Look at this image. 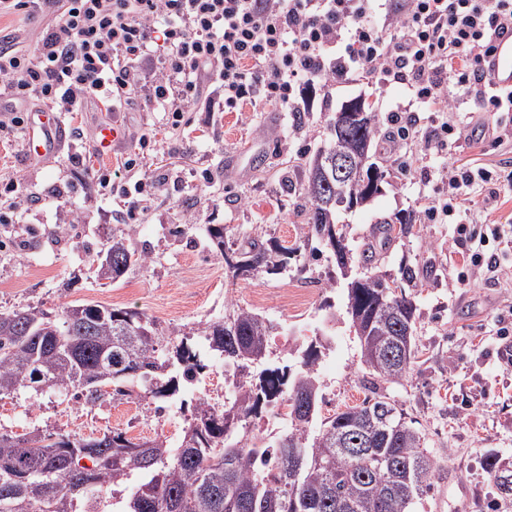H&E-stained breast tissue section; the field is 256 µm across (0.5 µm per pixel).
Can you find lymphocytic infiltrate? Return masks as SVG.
<instances>
[{"label": "lymphocytic infiltrate", "mask_w": 512, "mask_h": 512, "mask_svg": "<svg viewBox=\"0 0 512 512\" xmlns=\"http://www.w3.org/2000/svg\"><path fill=\"white\" fill-rule=\"evenodd\" d=\"M36 9L53 21L34 47L13 38L0 43V139L21 136L26 102L54 112H79L91 102L119 112L141 84V65L160 55L150 106L180 119L199 102L212 112L262 102L297 111L301 84L329 86L356 75L407 86L431 129L409 120L394 142L424 139L443 145L456 126L449 81H456L481 112H512V89L493 90L485 66L494 38L512 31V0H0V16ZM216 98L202 99L204 88ZM483 167L442 168L452 216L474 206L472 189L488 184ZM476 277L497 278L500 264L475 245L500 237L460 226Z\"/></svg>", "instance_id": "lymphocytic-infiltrate-1"}]
</instances>
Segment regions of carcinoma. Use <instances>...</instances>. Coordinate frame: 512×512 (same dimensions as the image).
<instances>
[{
    "instance_id": "obj_1",
    "label": "carcinoma",
    "mask_w": 512,
    "mask_h": 512,
    "mask_svg": "<svg viewBox=\"0 0 512 512\" xmlns=\"http://www.w3.org/2000/svg\"><path fill=\"white\" fill-rule=\"evenodd\" d=\"M362 105L355 123L328 125L326 149L371 152L378 112ZM301 188L309 203L308 233L292 248L270 237L245 249L224 248V226H211V243L224 251L227 276L247 280L265 271L278 274L316 241L346 271L352 255L336 221L331 187L310 157ZM136 228L112 235L104 254L112 262L98 276L118 281L147 263L133 246ZM390 277L367 272L347 284L346 313L360 347L361 364L387 380H400L416 363L417 306ZM278 326L237 307L222 320L193 332L163 328L145 313L94 303H72L53 315L39 308L0 313V397L50 382L88 403L112 387L119 400L180 402L185 387L207 369L204 359L224 361L239 376L224 390V402L198 398L176 448L157 435L134 441L122 431L72 439L34 430L19 438L0 433V512H103L102 495L141 480L119 512H411L430 490L434 460L425 435L406 421L385 396L367 398L321 419L316 363L322 340L291 347L295 362L253 369L268 361L269 340ZM313 396V411L297 400ZM287 397L288 428L274 441L259 439L250 422ZM92 462L80 465L82 459Z\"/></svg>"
}]
</instances>
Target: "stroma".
Wrapping results in <instances>:
<instances>
[{"mask_svg": "<svg viewBox=\"0 0 512 512\" xmlns=\"http://www.w3.org/2000/svg\"><path fill=\"white\" fill-rule=\"evenodd\" d=\"M448 92L468 125L465 137L440 153L422 143L408 148L406 172L374 140L388 181L367 205L340 216L354 257L372 249L378 269L395 279L402 266L419 271L405 288L417 306L419 359L401 382L362 367L345 310V281L328 252L233 284L223 254L207 235L209 225L220 224L225 245L232 247L270 237L288 247L303 243L307 201L299 179L324 141L327 120L343 101L361 96L378 111L381 131L391 130L389 111L419 108L400 84L387 87L365 78L339 84L317 92L312 111L303 114L252 104L231 112L202 108L184 113L176 128L170 114L147 106L145 86L125 111L102 112L90 104L63 116L64 145L46 159L29 158L23 141L0 142V175H23L26 188L17 223H0V312L39 307L58 314L70 303L90 302L138 310L161 326L189 332L224 317L232 302L282 327L281 337L271 341L273 353L328 337L317 365L323 414L382 395L426 437L435 469L431 489L414 512H512V495L501 493L487 469L494 457L512 470V279H476L459 287L458 275L469 269L455 246L459 226L424 213L426 205L441 200L438 170L447 158L512 173V140H497L492 132L495 123L512 118L474 111L456 85ZM113 120L125 137L110 154L98 155L96 131ZM142 133L151 144H137ZM130 154L138 164L125 180L145 182L148 198L108 193L79 163L85 157L107 171ZM187 213L197 214L198 223H185ZM405 214L413 217L406 233L387 242L374 236L377 222ZM131 225L147 264L118 282L100 280L103 243ZM124 407L109 396L87 404L56 391L27 390L0 399V432L50 428L85 437L120 429L137 439L162 434L174 442L186 424V412L177 408L158 414L143 404L126 417Z\"/></svg>", "mask_w": 512, "mask_h": 512, "instance_id": "35a3bbf8", "label": "stroma"}]
</instances>
